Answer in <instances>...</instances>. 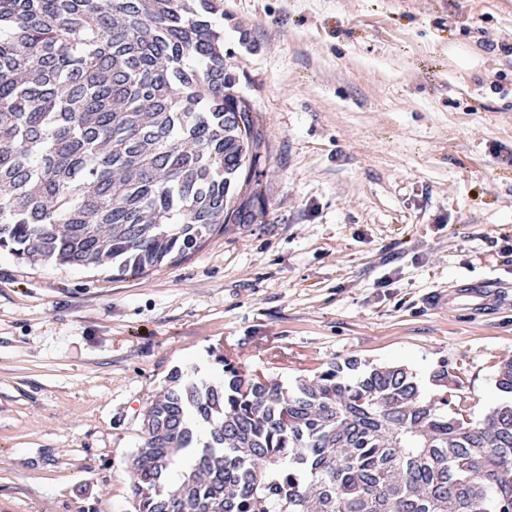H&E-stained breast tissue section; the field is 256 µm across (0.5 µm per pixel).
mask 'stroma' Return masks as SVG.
Wrapping results in <instances>:
<instances>
[{
    "label": "stroma",
    "mask_w": 512,
    "mask_h": 512,
    "mask_svg": "<svg viewBox=\"0 0 512 512\" xmlns=\"http://www.w3.org/2000/svg\"><path fill=\"white\" fill-rule=\"evenodd\" d=\"M264 134L251 224L143 274L0 250V512H131L127 460L176 369L276 380L355 358L462 413L502 396L512 306V0H217ZM453 299L475 311H487L502 299V291L490 281H483L479 285H458L448 292V300Z\"/></svg>",
    "instance_id": "1"
}]
</instances>
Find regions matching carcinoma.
<instances>
[{"label":"carcinoma","mask_w":512,"mask_h":512,"mask_svg":"<svg viewBox=\"0 0 512 512\" xmlns=\"http://www.w3.org/2000/svg\"><path fill=\"white\" fill-rule=\"evenodd\" d=\"M213 0H0V248L137 274L248 224L262 132ZM175 371L128 459L133 512H512V399L474 424L404 365L291 384ZM512 395V359L499 364ZM181 467L179 484L170 473Z\"/></svg>","instance_id":"cac0c4a2"}]
</instances>
